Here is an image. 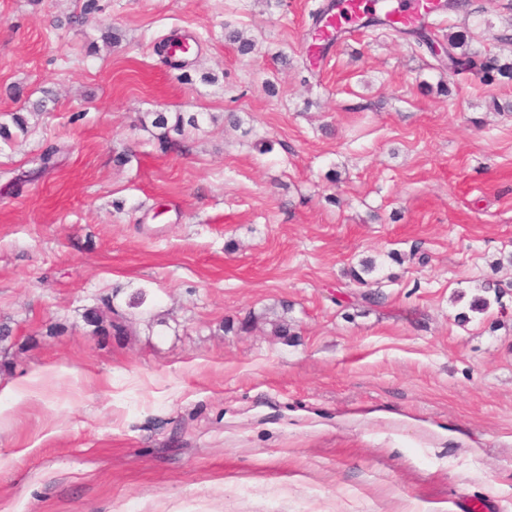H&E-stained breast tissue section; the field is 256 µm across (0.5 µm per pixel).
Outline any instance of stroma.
Returning a JSON list of instances; mask_svg holds the SVG:
<instances>
[{"label":"stroma","mask_w":512,"mask_h":512,"mask_svg":"<svg viewBox=\"0 0 512 512\" xmlns=\"http://www.w3.org/2000/svg\"><path fill=\"white\" fill-rule=\"evenodd\" d=\"M83 4L0 0V122L56 96L0 149V512H512V0L432 17L458 74L310 53L322 0ZM157 112L208 119L164 150Z\"/></svg>","instance_id":"1"}]
</instances>
